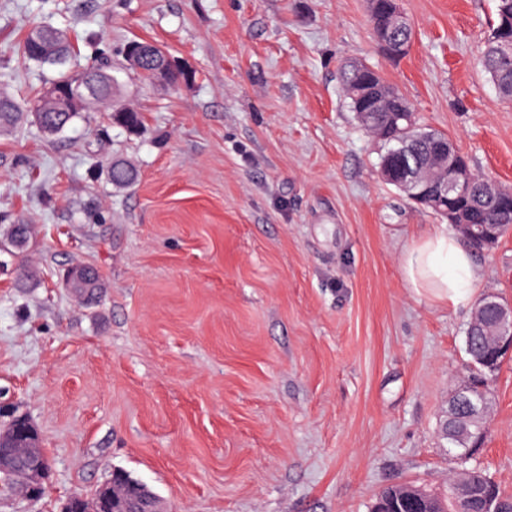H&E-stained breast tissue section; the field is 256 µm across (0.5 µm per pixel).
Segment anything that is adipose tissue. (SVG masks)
I'll list each match as a JSON object with an SVG mask.
<instances>
[{"label":"adipose tissue","instance_id":"obj_1","mask_svg":"<svg viewBox=\"0 0 512 512\" xmlns=\"http://www.w3.org/2000/svg\"><path fill=\"white\" fill-rule=\"evenodd\" d=\"M403 275L416 293L452 307L469 306L480 279L473 253L457 233L437 231L417 240L403 255Z\"/></svg>","mask_w":512,"mask_h":512}]
</instances>
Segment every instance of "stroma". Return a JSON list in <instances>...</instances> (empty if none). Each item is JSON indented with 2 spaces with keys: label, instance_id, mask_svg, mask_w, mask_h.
<instances>
[{
  "label": "stroma",
  "instance_id": "35a3bbf8",
  "mask_svg": "<svg viewBox=\"0 0 512 512\" xmlns=\"http://www.w3.org/2000/svg\"><path fill=\"white\" fill-rule=\"evenodd\" d=\"M401 6L414 36L394 60L367 0H0V95L52 77L18 53L40 24L116 64L144 117L134 135L100 115L0 129V241L32 227L0 272V403L50 459L42 497L0 512H63L118 469L161 512H371L391 485L443 490L472 310L407 285L403 253L445 222L379 179L383 145L339 73L374 67L511 188L512 108L478 64L495 0ZM131 39L189 81L121 69ZM116 157L134 185H112ZM477 261L475 297L512 301V236ZM77 262L99 274L92 298L65 286ZM492 391L479 460L511 492L512 359Z\"/></svg>",
  "mask_w": 512,
  "mask_h": 512
}]
</instances>
